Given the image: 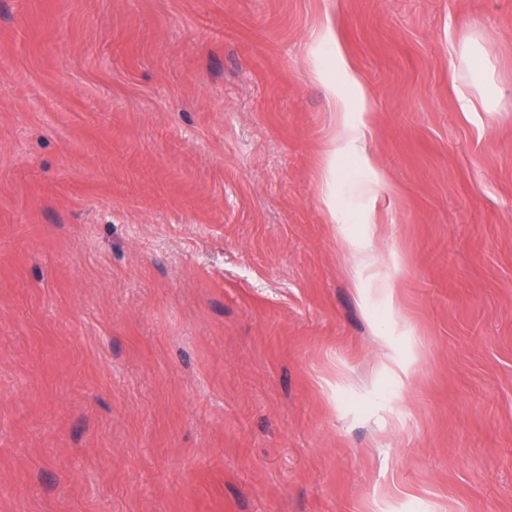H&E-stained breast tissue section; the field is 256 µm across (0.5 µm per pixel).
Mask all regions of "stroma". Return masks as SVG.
I'll list each match as a JSON object with an SVG mask.
<instances>
[{"mask_svg": "<svg viewBox=\"0 0 512 512\" xmlns=\"http://www.w3.org/2000/svg\"><path fill=\"white\" fill-rule=\"evenodd\" d=\"M0 512H512V0H0ZM319 79L325 80L329 83L327 88V96L329 99L330 106L334 112H336V125L338 139L346 145H355V143L365 138L368 124L362 121L361 125L351 124L347 120V104L345 98L336 90V84L330 83L327 78V74L319 72L317 74Z\"/></svg>", "mask_w": 512, "mask_h": 512, "instance_id": "1", "label": "stroma"}]
</instances>
